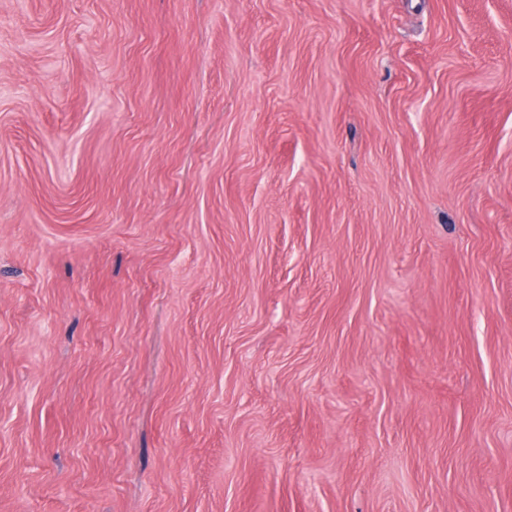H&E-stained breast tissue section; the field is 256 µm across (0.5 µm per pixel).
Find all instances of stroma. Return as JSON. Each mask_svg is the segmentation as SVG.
<instances>
[{"mask_svg": "<svg viewBox=\"0 0 512 512\" xmlns=\"http://www.w3.org/2000/svg\"><path fill=\"white\" fill-rule=\"evenodd\" d=\"M0 512H512V0H0Z\"/></svg>", "mask_w": 512, "mask_h": 512, "instance_id": "35a3bbf8", "label": "stroma"}]
</instances>
